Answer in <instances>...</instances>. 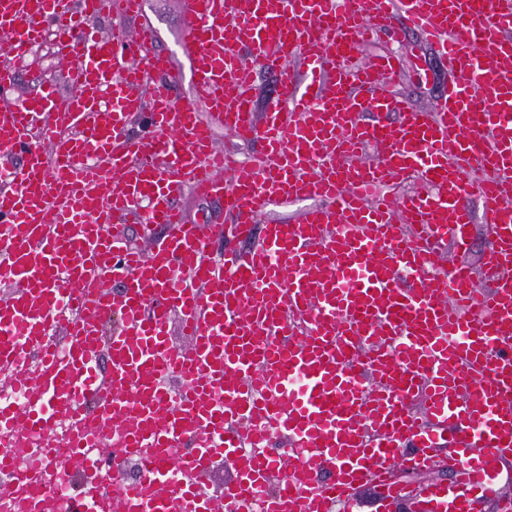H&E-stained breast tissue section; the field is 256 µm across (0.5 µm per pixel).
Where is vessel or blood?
<instances>
[{
  "label": "vessel or blood",
  "mask_w": 512,
  "mask_h": 512,
  "mask_svg": "<svg viewBox=\"0 0 512 512\" xmlns=\"http://www.w3.org/2000/svg\"><path fill=\"white\" fill-rule=\"evenodd\" d=\"M98 4L0 0L11 55L49 33L68 64L64 91L0 67V376L23 399L0 404V468L34 430L82 461L67 512H353L444 447L416 512H512V0H189L190 104L147 84L171 70L152 27L86 28ZM413 29L450 77L428 108L383 90L404 56L355 59ZM249 55L277 77L261 112ZM400 173L425 190L380 194ZM187 190L231 226L189 223ZM475 224L476 269L449 258ZM308 205V201L298 203H275L271 206L269 212L262 218V223L266 224L270 221L289 223L295 219L300 210ZM472 245L465 260L473 267H477L489 249V240L480 224L472 225ZM451 466L452 463L448 460V450L444 449L440 453V462L431 471L426 473H416L417 476L413 481H410L406 476L401 479L404 480L411 489L418 492L429 482H448V478L451 476Z\"/></svg>",
  "instance_id": "vessel-or-blood-1"
}]
</instances>
